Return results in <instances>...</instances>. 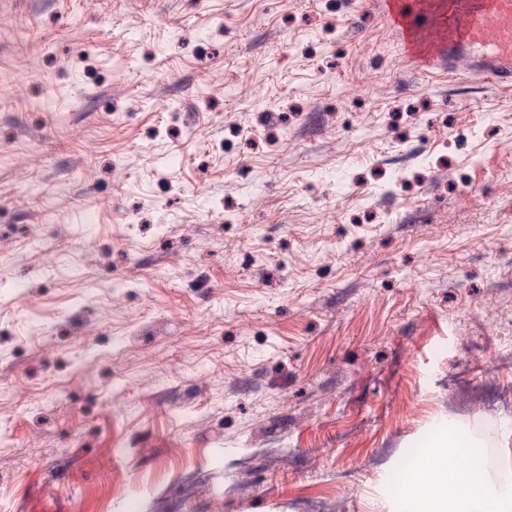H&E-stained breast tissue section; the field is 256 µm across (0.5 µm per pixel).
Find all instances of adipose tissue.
I'll return each instance as SVG.
<instances>
[{
	"label": "adipose tissue",
	"mask_w": 512,
	"mask_h": 512,
	"mask_svg": "<svg viewBox=\"0 0 512 512\" xmlns=\"http://www.w3.org/2000/svg\"><path fill=\"white\" fill-rule=\"evenodd\" d=\"M506 452L496 477L476 454L479 440L463 424L425 448L393 494V512H512V430L503 429Z\"/></svg>",
	"instance_id": "obj_1"
}]
</instances>
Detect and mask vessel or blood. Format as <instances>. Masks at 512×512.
Instances as JSON below:
<instances>
[{
	"label": "vessel or blood",
	"instance_id": "obj_1",
	"mask_svg": "<svg viewBox=\"0 0 512 512\" xmlns=\"http://www.w3.org/2000/svg\"><path fill=\"white\" fill-rule=\"evenodd\" d=\"M381 14L421 66L444 55L449 69L512 86V0H382Z\"/></svg>",
	"mask_w": 512,
	"mask_h": 512
}]
</instances>
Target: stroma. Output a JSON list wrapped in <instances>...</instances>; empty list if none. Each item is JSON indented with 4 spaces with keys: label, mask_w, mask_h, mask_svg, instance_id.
I'll return each mask as SVG.
<instances>
[{
    "label": "stroma",
    "mask_w": 512,
    "mask_h": 512,
    "mask_svg": "<svg viewBox=\"0 0 512 512\" xmlns=\"http://www.w3.org/2000/svg\"><path fill=\"white\" fill-rule=\"evenodd\" d=\"M510 350L512 89L377 0H0V512H390Z\"/></svg>",
    "instance_id": "1"
}]
</instances>
